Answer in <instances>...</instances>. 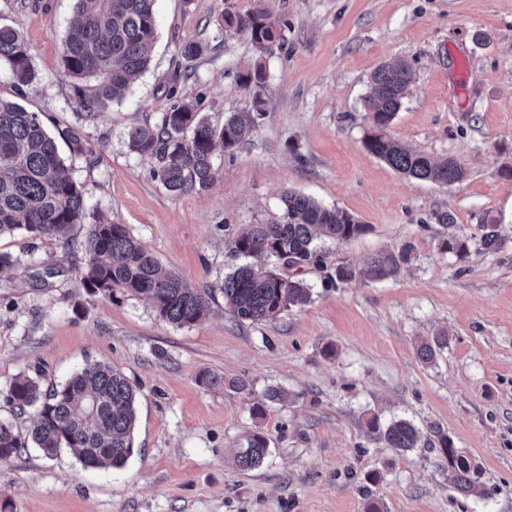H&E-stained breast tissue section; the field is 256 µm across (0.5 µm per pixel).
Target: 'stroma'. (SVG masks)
<instances>
[{"label": "stroma", "mask_w": 512, "mask_h": 512, "mask_svg": "<svg viewBox=\"0 0 512 512\" xmlns=\"http://www.w3.org/2000/svg\"><path fill=\"white\" fill-rule=\"evenodd\" d=\"M258 5L286 36L265 55L220 23L227 8ZM154 10L148 70L89 117L60 63L74 0H0V25L24 34L35 72L20 93L1 64L0 97L74 127L91 147L66 158L88 189V215L128 225L164 269L215 291L204 320L175 327L147 301L87 293L86 225L66 243L0 236L15 260L0 270V420L21 435L30 424L4 399L14 378L46 388L88 359L119 368L138 392L124 468H84L66 448L51 458L21 449L0 460V512H365L371 501L382 512H512V0H155ZM187 41L204 52L181 89L212 123L251 106L238 82L248 66L263 62L268 83L256 131L234 156L217 153L211 187L176 195L129 152L127 132L167 106L163 86ZM396 61L412 78L391 136L455 158L463 181L406 178L365 148L371 76ZM287 189L368 230L326 244L323 268L304 273L311 303L238 322L216 291L239 263L229 242L244 225L278 223ZM448 213L449 227L439 220ZM483 219L499 226L490 249ZM451 233L467 240L466 259L442 251ZM406 247L396 276L360 274L368 255ZM342 265L355 278L326 282ZM50 266L59 276L44 278ZM442 332L447 348L422 363L418 344ZM272 386L287 400L255 414ZM374 415L441 426L476 467V493L457 492L435 449L400 453L367 438ZM254 431L269 454L239 470L234 453Z\"/></svg>", "instance_id": "stroma-1"}]
</instances>
